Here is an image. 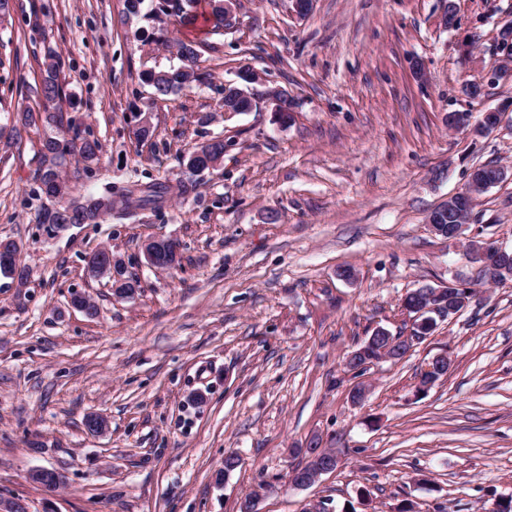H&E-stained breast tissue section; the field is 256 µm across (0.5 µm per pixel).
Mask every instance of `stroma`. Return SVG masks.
<instances>
[{"label": "stroma", "mask_w": 512, "mask_h": 512, "mask_svg": "<svg viewBox=\"0 0 512 512\" xmlns=\"http://www.w3.org/2000/svg\"><path fill=\"white\" fill-rule=\"evenodd\" d=\"M144 0H11L0 21V239L16 241L25 287L0 276V499L29 512H237L266 486L260 512H489L512 495V281L480 287L456 318L397 362L362 370L347 355L377 328L411 326L405 294L475 281L457 243L427 217L474 167L512 168V69L489 79L512 28V0H237L218 34ZM456 11L454 28L439 19ZM177 39L206 40L200 82L155 96L143 72L176 64ZM56 107L97 159H70L71 190L156 180L161 211L53 228L36 221L47 57ZM256 70V106L224 109V86ZM469 84L481 96L465 94ZM293 99L287 126L266 93ZM502 112L494 131L451 129L452 113ZM153 136L135 137L141 114ZM224 140L221 164L183 191V160ZM467 236L512 245V179L480 195ZM174 239L179 264L148 265L144 242ZM100 248L139 281L116 299L87 271ZM85 295L96 312L73 308ZM446 376L420 394L431 359ZM365 385L352 405L349 393ZM108 420L105 434L84 426ZM342 466L304 489L288 472L311 440ZM238 467L216 485L227 455ZM49 468L65 483L28 480Z\"/></svg>", "instance_id": "1"}]
</instances>
